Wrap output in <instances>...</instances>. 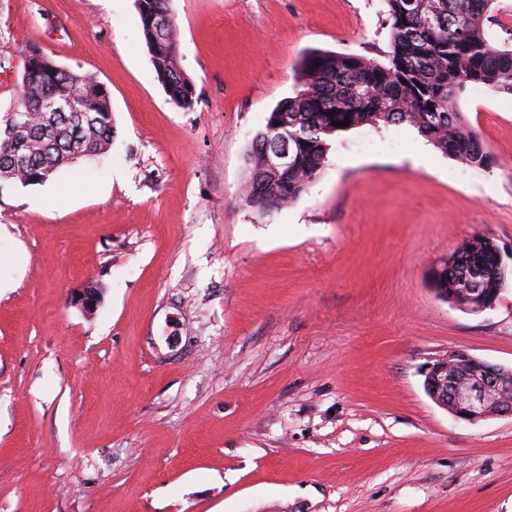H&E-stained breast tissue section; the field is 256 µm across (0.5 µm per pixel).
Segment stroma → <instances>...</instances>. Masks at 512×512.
<instances>
[{"label":"stroma","mask_w":512,"mask_h":512,"mask_svg":"<svg viewBox=\"0 0 512 512\" xmlns=\"http://www.w3.org/2000/svg\"><path fill=\"white\" fill-rule=\"evenodd\" d=\"M170 6L190 110L137 0H0V117L33 41L107 87L115 126L109 154L0 185V512H512V417L469 424L424 389L454 349L512 367V278L479 314L430 281L476 235L512 269V96L459 98L492 167L362 126L261 218L250 141L306 50L382 59L383 0ZM90 281L87 314L69 294ZM169 0H137L140 18V28L150 61L170 99L178 107L191 109L197 102L196 89L193 80L179 67V35L178 26L172 13ZM171 18L174 26L163 35ZM155 18L154 26L153 19Z\"/></svg>","instance_id":"stroma-1"}]
</instances>
